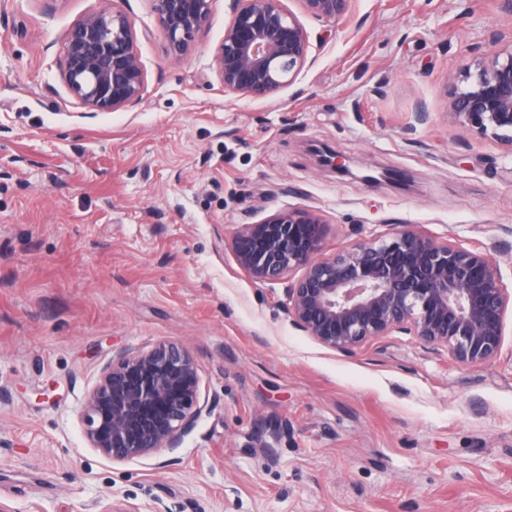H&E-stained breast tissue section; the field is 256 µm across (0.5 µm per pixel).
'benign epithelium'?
I'll return each mask as SVG.
<instances>
[{
	"mask_svg": "<svg viewBox=\"0 0 512 512\" xmlns=\"http://www.w3.org/2000/svg\"><path fill=\"white\" fill-rule=\"evenodd\" d=\"M213 0H152L170 54L181 56L204 28ZM321 19H340L351 0H301ZM215 49L224 93L264 100L293 83L309 51L307 30L283 0H233ZM62 79L93 111L139 100L144 70L128 16L101 8L78 20L63 42ZM448 122L512 147V43L479 60L448 92ZM323 166L349 172L346 160L315 147ZM325 229L310 211L275 213L244 224L233 241L239 265L259 282L288 279V315L321 345L341 351L393 332L444 346L468 367L493 361L502 345L512 295L491 258L460 241H439L408 225L387 236L322 254ZM295 270L302 271L289 278ZM206 403L192 353L173 342L126 352L107 364L84 399L90 447L129 462L180 447Z\"/></svg>",
	"mask_w": 512,
	"mask_h": 512,
	"instance_id": "obj_1",
	"label": "benign epithelium"
}]
</instances>
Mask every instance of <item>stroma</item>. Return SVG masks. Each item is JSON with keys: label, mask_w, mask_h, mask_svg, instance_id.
Returning a JSON list of instances; mask_svg holds the SVG:
<instances>
[{"label": "stroma", "mask_w": 512, "mask_h": 512, "mask_svg": "<svg viewBox=\"0 0 512 512\" xmlns=\"http://www.w3.org/2000/svg\"><path fill=\"white\" fill-rule=\"evenodd\" d=\"M141 99L92 112L60 77L100 0H0V502L12 512H512V310L481 368L394 332L326 348L241 225L308 210L325 254L413 226L487 253L512 293V147L448 124L446 89L512 32L504 0H352L306 15L309 58L265 101L211 67L232 0L180 57L151 0H115ZM426 120H418V110ZM321 142L349 159L318 165ZM404 174L369 183L367 168ZM183 344L209 403L181 448L115 463L80 417L103 367ZM352 0H301L305 11L321 19H340L346 15Z\"/></svg>", "instance_id": "stroma-1"}]
</instances>
